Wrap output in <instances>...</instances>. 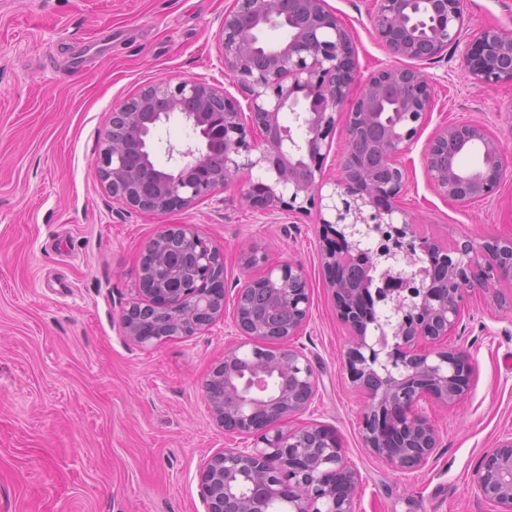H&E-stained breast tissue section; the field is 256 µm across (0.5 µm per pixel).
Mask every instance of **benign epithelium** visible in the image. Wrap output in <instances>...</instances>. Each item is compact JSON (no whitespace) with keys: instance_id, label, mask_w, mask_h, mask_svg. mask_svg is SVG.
I'll return each instance as SVG.
<instances>
[{"instance_id":"7a95c632","label":"benign epithelium","mask_w":512,"mask_h":512,"mask_svg":"<svg viewBox=\"0 0 512 512\" xmlns=\"http://www.w3.org/2000/svg\"><path fill=\"white\" fill-rule=\"evenodd\" d=\"M464 0H375L377 37L396 56L440 57L466 42L463 66L484 87L512 81V30L466 33ZM288 21L287 36L263 43L268 30ZM217 40L224 69L245 90L248 112L224 90L187 79L158 82L112 110V137L96 158L112 197L133 208L170 213L232 185L240 171L260 169L265 180L242 193L266 211L304 210L318 204L321 223L335 239L323 250L336 311L352 336L344 367L367 395L362 416L366 447L396 469L425 465L437 432L419 413L432 398L449 406L470 387L468 355L440 342L457 324L465 292L512 283V239L480 247L466 240L448 248L418 234L399 206L411 151L431 111L427 75L389 67L351 95L354 47L349 30L326 0H235ZM293 115L285 125L282 112ZM173 119L188 126L195 145H171L173 164L154 160V135ZM345 120L347 154L329 194L316 181L323 149ZM475 150L464 167L435 157ZM424 160L442 198L465 204L489 196L506 170L499 138L480 123L446 124L429 139ZM374 224L392 238L375 242ZM240 264L258 273L238 288L232 319L244 342L203 382L213 423L253 437L250 448H223L199 471L206 512H354L359 474L336 434L320 425L288 427L317 390L307 356L288 346L306 326L310 288L291 263H271L261 247L241 251ZM226 314L224 254L194 224H162L145 245L138 287L123 307L127 340L149 348L205 331ZM376 333L367 339L368 329ZM251 349H246V346ZM480 495L512 512V436L487 453L477 472Z\"/></svg>"}]
</instances>
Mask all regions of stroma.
<instances>
[{"label":"stroma","mask_w":512,"mask_h":512,"mask_svg":"<svg viewBox=\"0 0 512 512\" xmlns=\"http://www.w3.org/2000/svg\"><path fill=\"white\" fill-rule=\"evenodd\" d=\"M349 28L356 79L396 60L376 38L373 0H327ZM233 0H0V512H205L198 472L250 439L216 426L202 383L237 341L230 319L142 349L121 311L141 252L163 224H193L224 253L227 297L247 278L243 248L266 247L308 278L310 317L291 344L310 359L318 391L294 426L336 433L360 476L355 512H498L476 470L512 436V310L475 289L448 347L473 370L467 395L420 401L439 446L401 472L369 453L367 403L342 369L349 331L323 266L319 210L260 211L237 184L171 214L132 209L106 192L95 159L115 105L162 80L195 78L245 94L225 72L216 34ZM466 27L512 29V0H466ZM462 51L422 62L432 110L406 156L401 208L418 233L452 244L512 238V82L471 83ZM481 122L507 171L490 197L455 204L433 190L423 152L447 123Z\"/></svg>","instance_id":"1"}]
</instances>
